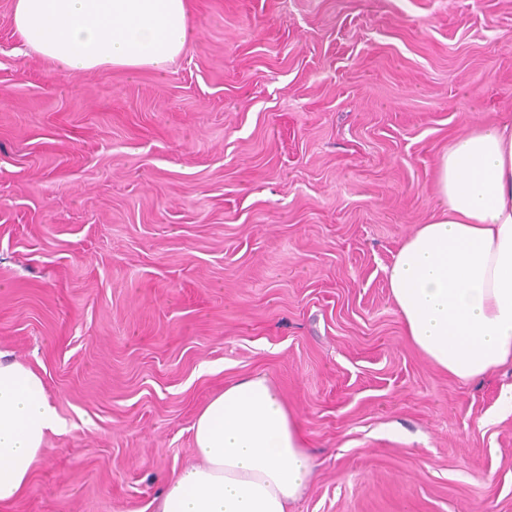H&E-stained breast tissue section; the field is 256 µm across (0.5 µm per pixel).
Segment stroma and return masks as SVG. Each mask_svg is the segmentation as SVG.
<instances>
[{
    "mask_svg": "<svg viewBox=\"0 0 512 512\" xmlns=\"http://www.w3.org/2000/svg\"><path fill=\"white\" fill-rule=\"evenodd\" d=\"M162 74L54 73L0 0V352L64 428L0 512H154L225 384L265 376L290 512H512V365L409 341L387 270L450 139L512 119V0H189Z\"/></svg>",
    "mask_w": 512,
    "mask_h": 512,
    "instance_id": "1",
    "label": "stroma"
}]
</instances>
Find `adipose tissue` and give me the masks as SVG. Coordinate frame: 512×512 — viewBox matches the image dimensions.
<instances>
[{"mask_svg":"<svg viewBox=\"0 0 512 512\" xmlns=\"http://www.w3.org/2000/svg\"><path fill=\"white\" fill-rule=\"evenodd\" d=\"M19 39L67 75L164 71L190 39L189 0H13ZM439 210L389 271L406 336L471 381L512 363V122L472 127L441 155ZM59 427L42 377L0 353V508L26 492ZM198 464L171 477L157 512H288L311 462L268 379L239 380L193 424Z\"/></svg>","mask_w":512,"mask_h":512,"instance_id":"adipose-tissue-1","label":"adipose tissue"}]
</instances>
